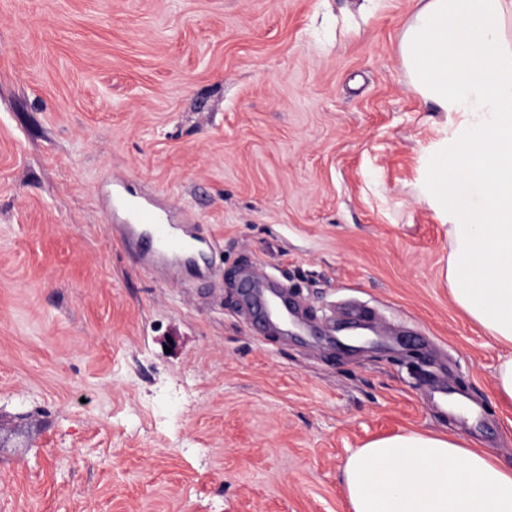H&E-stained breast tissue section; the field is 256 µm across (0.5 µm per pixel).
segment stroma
<instances>
[{
    "label": "stroma",
    "mask_w": 512,
    "mask_h": 512,
    "mask_svg": "<svg viewBox=\"0 0 512 512\" xmlns=\"http://www.w3.org/2000/svg\"><path fill=\"white\" fill-rule=\"evenodd\" d=\"M0 0V512H350L406 430L512 463V346L453 302L421 186L443 116L400 56L420 0ZM151 202L182 278L114 225ZM267 273L358 352L259 329Z\"/></svg>",
    "instance_id": "stroma-1"
}]
</instances>
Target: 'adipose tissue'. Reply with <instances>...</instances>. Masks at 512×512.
Instances as JSON below:
<instances>
[{"instance_id": "ef3b65f1", "label": "adipose tissue", "mask_w": 512, "mask_h": 512, "mask_svg": "<svg viewBox=\"0 0 512 512\" xmlns=\"http://www.w3.org/2000/svg\"><path fill=\"white\" fill-rule=\"evenodd\" d=\"M414 89L448 118L423 195L450 226L451 297L512 345V0H422L401 39ZM352 512H512V467L409 430L343 469Z\"/></svg>"}]
</instances>
